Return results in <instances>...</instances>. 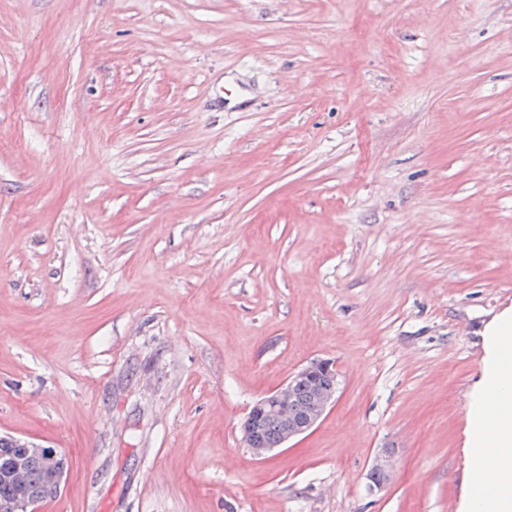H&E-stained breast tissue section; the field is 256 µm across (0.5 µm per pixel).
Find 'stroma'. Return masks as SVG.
Listing matches in <instances>:
<instances>
[{
	"mask_svg": "<svg viewBox=\"0 0 512 512\" xmlns=\"http://www.w3.org/2000/svg\"><path fill=\"white\" fill-rule=\"evenodd\" d=\"M511 305L512 0H0V435L67 457L40 512H460ZM320 358L333 407L255 460L248 407Z\"/></svg>",
	"mask_w": 512,
	"mask_h": 512,
	"instance_id": "1",
	"label": "stroma"
}]
</instances>
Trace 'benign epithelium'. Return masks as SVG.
<instances>
[{"instance_id":"benign-epithelium-1","label":"benign epithelium","mask_w":512,"mask_h":512,"mask_svg":"<svg viewBox=\"0 0 512 512\" xmlns=\"http://www.w3.org/2000/svg\"><path fill=\"white\" fill-rule=\"evenodd\" d=\"M326 374L337 378L334 362L329 359H314L301 366L288 376V379L273 391L255 402L247 412L240 426L241 444L254 459L264 460L272 452L256 432V421L265 415H274L285 421L284 430L277 443L278 447L311 432L323 419L335 402L337 384L317 387V396L310 408L299 415L288 414V405L293 400L295 387L303 382L312 384L319 375ZM21 448L18 458L0 467V480L12 478L28 461L38 460L49 476L48 491L57 492L67 472L66 457L55 449L45 447L26 439L18 438ZM372 485L383 487L390 479L388 461L376 459L369 474ZM39 500L18 495L8 501H0V512H37Z\"/></svg>"}]
</instances>
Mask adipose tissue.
<instances>
[{
	"instance_id": "adipose-tissue-1",
	"label": "adipose tissue",
	"mask_w": 512,
	"mask_h": 512,
	"mask_svg": "<svg viewBox=\"0 0 512 512\" xmlns=\"http://www.w3.org/2000/svg\"><path fill=\"white\" fill-rule=\"evenodd\" d=\"M483 379L470 404L466 448L475 460L466 512H512V305L483 329Z\"/></svg>"
}]
</instances>
